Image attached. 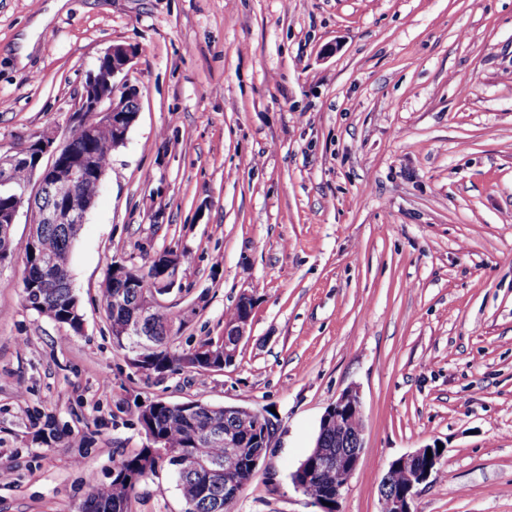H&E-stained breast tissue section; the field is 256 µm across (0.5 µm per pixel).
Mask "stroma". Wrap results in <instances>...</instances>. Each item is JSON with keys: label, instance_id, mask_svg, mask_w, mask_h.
Returning <instances> with one entry per match:
<instances>
[{"label": "stroma", "instance_id": "obj_1", "mask_svg": "<svg viewBox=\"0 0 512 512\" xmlns=\"http://www.w3.org/2000/svg\"><path fill=\"white\" fill-rule=\"evenodd\" d=\"M115 45L140 110L73 245L82 329L0 264V512H79L145 445L142 405L197 400L275 424L229 512H320L291 474L351 389L340 512H379L389 463L437 446L412 512H512V0H0V154L68 135ZM166 251L172 350L252 296L234 364L147 375L115 345L113 264ZM184 509L165 466L130 504Z\"/></svg>", "mask_w": 512, "mask_h": 512}]
</instances>
